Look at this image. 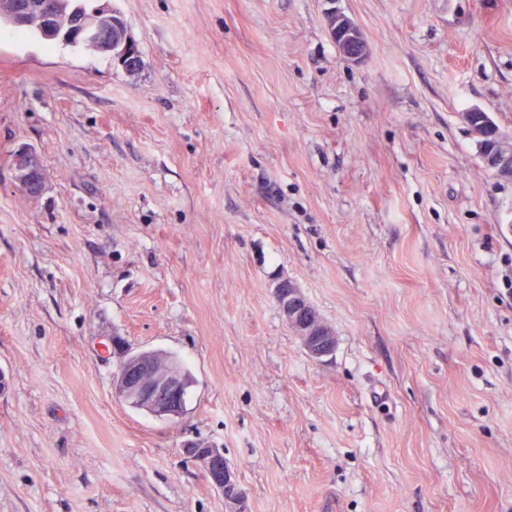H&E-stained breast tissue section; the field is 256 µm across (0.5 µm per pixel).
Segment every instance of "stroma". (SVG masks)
<instances>
[{"instance_id":"obj_1","label":"stroma","mask_w":512,"mask_h":512,"mask_svg":"<svg viewBox=\"0 0 512 512\" xmlns=\"http://www.w3.org/2000/svg\"><path fill=\"white\" fill-rule=\"evenodd\" d=\"M112 5L137 72L0 30V512H226L192 442L245 512H512V180L464 119L512 137V0ZM143 349L179 419L115 395ZM326 27L339 54L348 62H360L366 53V42L356 22L341 11L326 15ZM11 167L19 188L30 198H37L44 188L41 161L32 150L21 148L15 151ZM273 300L311 357L321 358L333 351L335 338L331 327L317 315L300 288L292 281L283 279L278 282L273 290ZM191 385L177 358L152 350L123 355L112 382L130 406L170 419L184 413ZM184 453L200 463L211 485L224 494L228 512L243 510L245 492L238 483L234 467L224 459L223 451L201 443H190L184 448Z\"/></svg>"}]
</instances>
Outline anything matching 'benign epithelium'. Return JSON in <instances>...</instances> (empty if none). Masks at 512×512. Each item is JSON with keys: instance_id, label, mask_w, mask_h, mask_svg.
I'll return each mask as SVG.
<instances>
[{"instance_id": "obj_1", "label": "benign epithelium", "mask_w": 512, "mask_h": 512, "mask_svg": "<svg viewBox=\"0 0 512 512\" xmlns=\"http://www.w3.org/2000/svg\"><path fill=\"white\" fill-rule=\"evenodd\" d=\"M0 19L14 27L27 26L35 19L43 31L59 38L61 43H90L97 48V54L111 57L127 72L136 71L141 63L138 46L131 39L121 14L112 9V0H96L91 12L77 7L66 14L59 0H0ZM326 27L344 60L358 63L363 59L366 42L350 16L332 10L326 15ZM471 112L481 129L480 137L487 141L483 152L485 164L500 177L512 180V139L487 113L478 108ZM11 167L19 188L30 198L39 197L44 188V174L37 154L21 148L12 155ZM273 300L311 357L321 358L333 351L335 338L331 327L317 315L292 281L278 282ZM112 386L114 393L130 406L174 419L185 411L191 382L177 358L144 350L123 355ZM184 453L200 463L211 485L224 494L228 512H242L245 492L238 483L234 467L224 459V452L201 443H190Z\"/></svg>"}]
</instances>
